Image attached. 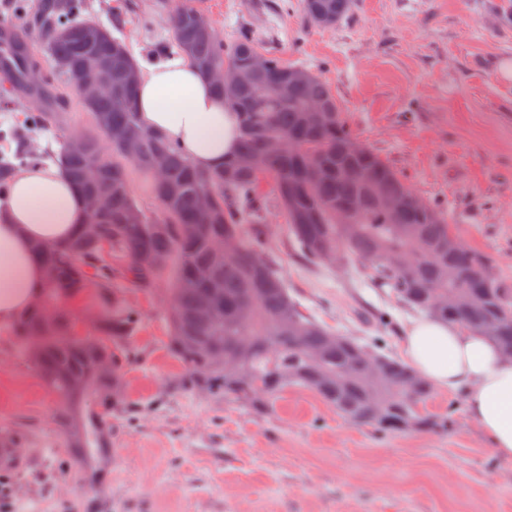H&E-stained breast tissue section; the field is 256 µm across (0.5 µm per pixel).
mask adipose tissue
<instances>
[{
    "mask_svg": "<svg viewBox=\"0 0 512 512\" xmlns=\"http://www.w3.org/2000/svg\"><path fill=\"white\" fill-rule=\"evenodd\" d=\"M139 118L202 170L222 168L239 151V124L211 79L185 57L141 67ZM87 220L84 196L56 165L17 172L0 202V324L35 304L46 275L35 244L69 241ZM409 366L435 387L462 393L467 414L493 451L512 460V358L485 336L436 318L411 320L401 340Z\"/></svg>",
    "mask_w": 512,
    "mask_h": 512,
    "instance_id": "ef3b65f1",
    "label": "adipose tissue"
}]
</instances>
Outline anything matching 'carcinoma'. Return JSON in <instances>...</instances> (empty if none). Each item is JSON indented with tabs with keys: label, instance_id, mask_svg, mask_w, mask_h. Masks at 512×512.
<instances>
[{
	"label": "carcinoma",
	"instance_id": "cac0c4a2",
	"mask_svg": "<svg viewBox=\"0 0 512 512\" xmlns=\"http://www.w3.org/2000/svg\"><path fill=\"white\" fill-rule=\"evenodd\" d=\"M352 0H300L304 19L333 28L351 11ZM83 0H53L38 19L41 40L55 68L72 85V72L91 59L112 61V95L82 102L97 134L86 136L87 147L74 152L64 145L52 155L83 194L102 191L109 209L96 219L95 231L85 224L68 242L35 252L48 271L42 304L12 324L13 341L28 350L30 337H42L32 358L42 380L55 397L52 419L62 447L73 448L70 460L81 468L85 453L102 447L112 435V422L135 412L122 392L123 368L138 360L131 343L138 315L114 287L153 293L162 282L170 297L168 349L184 373L171 380V389H204L247 409L267 413L275 399L290 387L313 391L350 422L381 433H435L448 427V418L434 416L425 405L433 396L431 384L407 394L405 383L413 370L405 363L346 338L331 345L334 335L306 314L288 294L266 254L270 240L264 214L266 200L258 194L268 180L276 202L288 219V243L295 253L315 263L324 252H338L343 264H359L377 287H389L406 305L426 315L451 321L478 332L500 350H512V288L494 273L482 254L459 245L445 211L417 197L398 213L382 209L376 195L407 199L414 191L374 151L363 145L347 126L342 108L329 84L303 65H288L272 53L260 54L254 35L241 32L224 43L212 25L199 29L204 11L197 0L176 6L169 19L172 37L181 53L204 72L243 65L252 55L263 67L253 81L218 96L238 113L241 148L224 168L200 171L180 149L160 134L143 128L136 98L138 65L128 47L104 26L78 20ZM291 70L308 77L288 85ZM317 101L331 109L323 123L305 122V108ZM60 112L30 113L25 129L4 136L21 143L12 157L0 156V191L14 172L37 164L26 132L56 124ZM269 138L285 146L276 154L263 152ZM135 142L128 155L126 141ZM163 156L166 175L151 180L157 213L149 214L132 193L128 166L150 174L155 157ZM101 168L100 181L84 180L87 168ZM165 257L157 265L154 258ZM91 293L98 313L93 348L71 336L72 313L63 304ZM436 294H454V308L433 306ZM209 299V317L196 315L200 300ZM250 339L239 351L237 341ZM382 361L376 382L351 377L353 351ZM233 354L246 369L241 375L218 366L212 351ZM102 356L111 358L116 378L108 381L93 369ZM80 378L85 388L71 392L69 381ZM112 389V399L104 396Z\"/></svg>",
	"mask_w": 512,
	"mask_h": 512
}]
</instances>
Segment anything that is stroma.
I'll return each mask as SVG.
<instances>
[{
  "label": "stroma",
  "instance_id": "obj_1",
  "mask_svg": "<svg viewBox=\"0 0 512 512\" xmlns=\"http://www.w3.org/2000/svg\"><path fill=\"white\" fill-rule=\"evenodd\" d=\"M157 0H84L81 21L110 29L135 60L177 51ZM504 0H354L334 28L305 22L298 0H207L224 41L251 30L261 52L318 71L354 136L422 198L448 212L466 247L512 286V20ZM70 106L35 144L58 151L91 132ZM269 197L267 226L289 295L336 334L380 339L400 356L414 311L354 265L312 263L288 247ZM139 316L141 357L124 371L139 410L112 428V488L83 486L50 420L55 405L34 364L0 325V433L16 432L20 473L10 512H512V461L468 417L462 394L434 390L432 413L456 404L446 433L381 435L307 389L258 416L220 396L169 391L180 365L167 350L162 293L121 288ZM391 321L383 324L380 313Z\"/></svg>",
  "mask_w": 512,
  "mask_h": 512
}]
</instances>
